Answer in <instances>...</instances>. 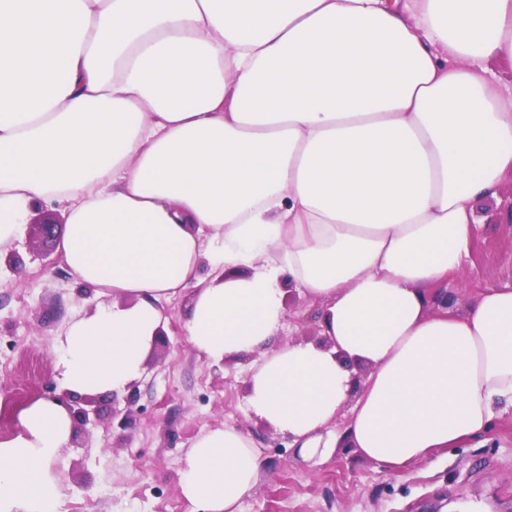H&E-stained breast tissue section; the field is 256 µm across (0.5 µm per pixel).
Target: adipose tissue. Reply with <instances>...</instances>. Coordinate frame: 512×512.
I'll return each instance as SVG.
<instances>
[{
    "label": "adipose tissue",
    "instance_id": "adipose-tissue-1",
    "mask_svg": "<svg viewBox=\"0 0 512 512\" xmlns=\"http://www.w3.org/2000/svg\"><path fill=\"white\" fill-rule=\"evenodd\" d=\"M493 58L512 61V0H0V248L57 206L67 267L108 300L60 339L63 386L125 388L188 290L191 347L256 354L247 410L303 456L331 454L345 407L337 440L391 474L489 442L512 412V287L430 306L512 171ZM290 286L323 343L277 344ZM16 421L0 512H57L72 418L37 400ZM260 465L214 428L180 493L237 512Z\"/></svg>",
    "mask_w": 512,
    "mask_h": 512
}]
</instances>
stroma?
<instances>
[{
    "label": "stroma",
    "instance_id": "stroma-1",
    "mask_svg": "<svg viewBox=\"0 0 512 512\" xmlns=\"http://www.w3.org/2000/svg\"><path fill=\"white\" fill-rule=\"evenodd\" d=\"M512 173L497 197L477 203L479 224L468 258L448 276V314H464L479 290L512 285ZM55 223L44 238L41 222ZM66 224L44 207L13 245L20 265L0 261V438L9 437L18 409L63 393L57 347L68 325L95 311L94 289L78 283L61 259ZM187 296L164 303L166 326L147 351L132 397L89 395L85 405L100 419L74 427L51 462L59 512H193L180 494L184 458L206 431L232 426L257 448L261 468L239 512H512V414L494 419L489 444L434 453L392 475L354 449H333L317 465L300 458L287 438L246 410L249 358L219 364L188 344L183 319ZM317 308L289 292L287 318L298 327L284 340L318 337ZM130 422H112L113 409Z\"/></svg>",
    "mask_w": 512,
    "mask_h": 512
}]
</instances>
